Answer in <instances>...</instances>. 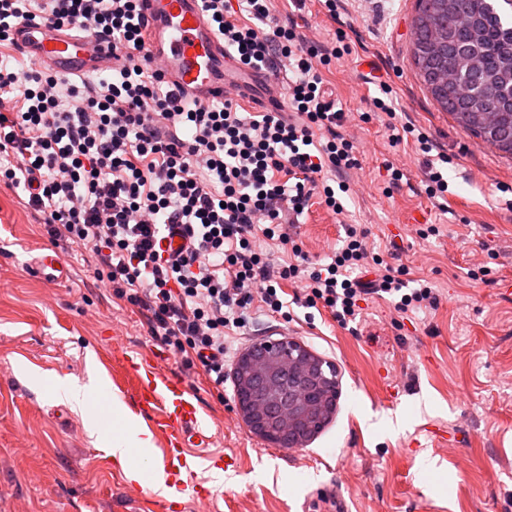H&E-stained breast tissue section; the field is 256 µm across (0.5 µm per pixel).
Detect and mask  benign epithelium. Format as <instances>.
I'll return each instance as SVG.
<instances>
[{
  "instance_id": "benign-epithelium-1",
  "label": "benign epithelium",
  "mask_w": 512,
  "mask_h": 512,
  "mask_svg": "<svg viewBox=\"0 0 512 512\" xmlns=\"http://www.w3.org/2000/svg\"><path fill=\"white\" fill-rule=\"evenodd\" d=\"M234 377L260 394L236 392L237 408L247 426L263 440L303 447L328 421L339 396L336 368L325 364L290 336L262 341L237 361Z\"/></svg>"
}]
</instances>
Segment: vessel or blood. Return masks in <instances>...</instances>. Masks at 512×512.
Instances as JSON below:
<instances>
[{
    "mask_svg": "<svg viewBox=\"0 0 512 512\" xmlns=\"http://www.w3.org/2000/svg\"><path fill=\"white\" fill-rule=\"evenodd\" d=\"M140 8L148 21V54L163 64L165 79L186 97L209 102L234 90L265 108L281 103V93L265 91L264 77L239 66L225 52L201 0H140ZM13 42L32 63L63 78L89 75L112 63L106 42L36 21L21 23ZM121 362L133 377L134 407L163 442L161 466L175 481L191 478L197 465L207 460L210 441L199 399L157 356L125 351Z\"/></svg>",
    "mask_w": 512,
    "mask_h": 512,
    "instance_id": "b4317fda",
    "label": "vessel or blood"
}]
</instances>
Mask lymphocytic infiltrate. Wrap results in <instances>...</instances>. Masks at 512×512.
<instances>
[{
	"label": "lymphocytic infiltrate",
	"mask_w": 512,
	"mask_h": 512,
	"mask_svg": "<svg viewBox=\"0 0 512 512\" xmlns=\"http://www.w3.org/2000/svg\"><path fill=\"white\" fill-rule=\"evenodd\" d=\"M225 49L248 67L285 76L287 103L242 111L235 98L198 103L182 96L144 52L139 0H0V46L27 20L108 40L111 79L73 82L39 67L0 60V180L25 193L26 208L56 241L75 246L99 281L137 307L152 336L184 362L199 360L224 381V342L243 328L254 300L274 313L282 282L303 283L305 307L354 319L369 289L353 272L374 263L373 289L398 295L402 311L436 306L428 285L404 292L381 258H370L363 233L348 228L330 262L309 264L295 226L312 199L332 212L351 194L347 173L360 169L345 114L324 89L323 69L348 53L345 32L333 45L307 40L280 23L271 0H204ZM251 21L240 24L233 12ZM389 84L372 100L393 141L409 138L421 158L428 197H444L445 165L423 128L396 124ZM183 246L165 253L169 230ZM290 250L271 264L257 238Z\"/></svg>",
	"instance_id": "lymphocytic-infiltrate-1"
}]
</instances>
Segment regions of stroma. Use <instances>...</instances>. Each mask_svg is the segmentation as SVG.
<instances>
[{"mask_svg":"<svg viewBox=\"0 0 512 512\" xmlns=\"http://www.w3.org/2000/svg\"><path fill=\"white\" fill-rule=\"evenodd\" d=\"M272 5L325 42L348 27L349 52L323 77L359 126L360 187L345 214L312 203L300 247L317 260L341 245L346 225H359L369 249L392 258L409 287L428 280L439 303L411 315L376 296L347 325L322 307L291 306L287 319L254 314L240 331L241 349L285 333L338 371L332 419L303 448L267 443L243 422L236 357L219 386L167 356L202 405L210 453L238 460L219 477L198 471L210 502L186 491L177 500L183 512H323L332 501L346 512H512V291L502 289L512 283V209L500 190L512 186V159L460 128L425 87L411 52L416 0H340L336 20L322 0ZM372 72L391 85L399 119L455 154L446 208L425 195L412 143H392L380 121L359 124L378 93L363 80ZM389 163L407 171L392 191ZM20 195L0 181V512H158L150 487L128 494L106 442L54 389L60 377L129 387L113 352L160 344L77 248L62 254L63 282L35 277V261L55 245ZM432 225L437 235L419 238ZM390 419L402 420L401 429H388Z\"/></svg>","mask_w":512,"mask_h":512,"instance_id":"35a3bbf8","label":"stroma"}]
</instances>
